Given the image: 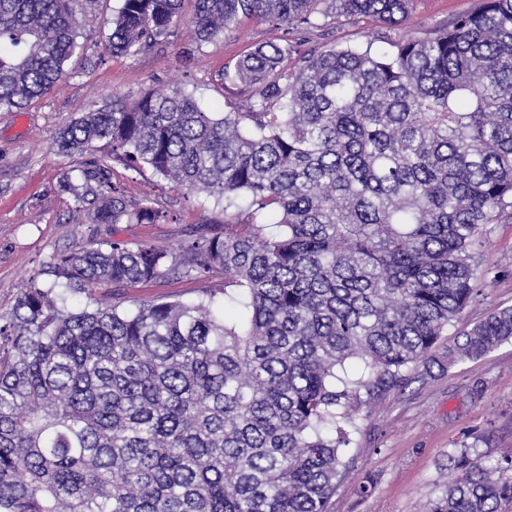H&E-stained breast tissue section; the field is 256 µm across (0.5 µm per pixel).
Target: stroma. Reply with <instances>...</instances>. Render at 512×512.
<instances>
[{"label":"stroma","instance_id":"stroma-1","mask_svg":"<svg viewBox=\"0 0 512 512\" xmlns=\"http://www.w3.org/2000/svg\"><path fill=\"white\" fill-rule=\"evenodd\" d=\"M479 5L480 0H413L395 32L428 37ZM121 6L122 0H86L82 41L88 50L72 58V76L25 110L0 112V314L11 311L51 257L75 242L116 238L176 252L224 221L214 199L171 188L148 169L127 170L113 160L108 146L97 148L96 157L110 161L112 177L124 184L129 199L150 200L165 212V222L111 227L69 219L73 200L60 192L59 183L73 161L53 147L65 119L100 96L131 100L144 89L170 86L192 94L209 112L245 109L247 88L220 86L218 75L272 36L268 25L245 19L215 43L198 47L183 37L135 55L115 56L106 45L105 22ZM291 39L306 54L327 44H363L365 30L360 25L299 30ZM480 268L485 278L479 292L449 326V335L469 329L490 310L512 307V217L503 216L492 225ZM223 290L224 274L217 271L202 278L170 275L118 289L106 285L96 296L130 308L162 299L194 300ZM408 378L404 387L377 391L361 407L344 454L348 467L329 512H417L447 486L452 476L449 453L472 445L492 462L512 448V341L478 360L444 371H412ZM364 484L372 487L365 496L359 492Z\"/></svg>","mask_w":512,"mask_h":512}]
</instances>
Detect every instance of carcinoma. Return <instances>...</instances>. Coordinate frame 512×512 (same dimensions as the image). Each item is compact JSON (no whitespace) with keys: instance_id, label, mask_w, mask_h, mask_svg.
<instances>
[{"instance_id":"1","label":"carcinoma","mask_w":512,"mask_h":512,"mask_svg":"<svg viewBox=\"0 0 512 512\" xmlns=\"http://www.w3.org/2000/svg\"><path fill=\"white\" fill-rule=\"evenodd\" d=\"M183 3L123 0L108 48L182 35L200 47L264 22L283 35L219 74L247 86L248 110L206 112L178 88L104 98L54 146L81 159L103 142L223 204L224 231L180 254L77 244L0 314V512H327L361 393L512 340V308H497L442 345L478 292L489 225L512 209V0H482L428 38L379 31L303 55L290 31L388 30L412 0H194L189 17ZM73 4L0 0V112L69 74ZM60 188L78 224L164 218L95 160ZM216 269L235 323L212 293L68 305L102 284ZM351 359L366 372L339 375ZM448 461L453 480L422 512H512V451L492 466L473 448Z\"/></svg>"}]
</instances>
